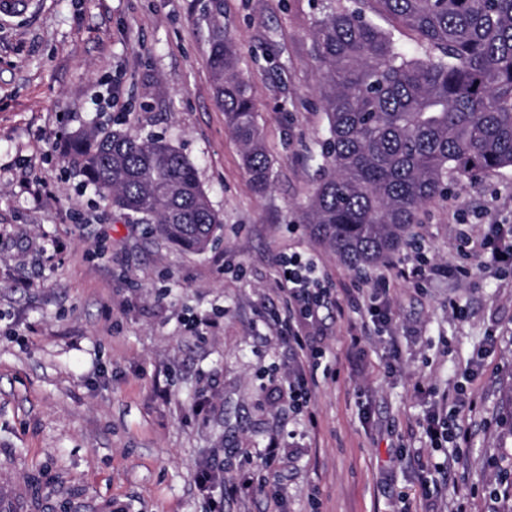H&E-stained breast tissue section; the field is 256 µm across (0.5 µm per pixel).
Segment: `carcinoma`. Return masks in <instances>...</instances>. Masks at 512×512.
<instances>
[{"instance_id":"carcinoma-1","label":"carcinoma","mask_w":512,"mask_h":512,"mask_svg":"<svg viewBox=\"0 0 512 512\" xmlns=\"http://www.w3.org/2000/svg\"><path fill=\"white\" fill-rule=\"evenodd\" d=\"M325 2L313 38L326 174L305 217L341 262L363 270L408 245L424 206L448 197L449 179L512 167V0H355L351 10ZM404 30L419 52L405 49ZM209 65L252 188L264 193L271 161L253 90L221 33ZM69 156L112 208L168 242L201 253L214 241L222 219L194 164L165 138L77 131Z\"/></svg>"}]
</instances>
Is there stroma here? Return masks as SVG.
I'll list each match as a JSON object with an SVG mask.
<instances>
[{
  "mask_svg": "<svg viewBox=\"0 0 512 512\" xmlns=\"http://www.w3.org/2000/svg\"><path fill=\"white\" fill-rule=\"evenodd\" d=\"M320 0H39L0 21V461L18 479L48 471L119 512H512L493 501L512 457V268L487 271L478 242L512 219V167L451 183L411 243L362 271L305 223L327 135L313 56ZM220 18L253 88L272 159L256 193L224 122L209 68ZM118 124L161 134L195 165L223 224L188 253L112 208L76 176L70 133ZM474 244L459 251L461 232ZM444 272L401 276L416 250ZM316 260L339 293L391 270L398 351L363 317L323 311L326 354L296 362L273 322L283 255ZM461 316H454L451 305ZM313 371L297 410L273 380ZM474 402L468 441L431 447L425 420L443 396ZM278 443L277 489L261 461ZM459 458L431 496L422 478ZM210 465L212 493L195 475ZM250 481L246 493L227 487Z\"/></svg>",
  "mask_w": 512,
  "mask_h": 512,
  "instance_id": "stroma-1",
  "label": "stroma"
}]
</instances>
